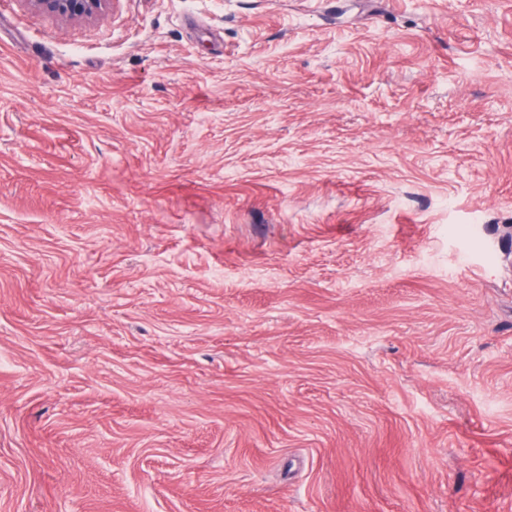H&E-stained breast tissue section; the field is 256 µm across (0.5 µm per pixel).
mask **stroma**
Returning a JSON list of instances; mask_svg holds the SVG:
<instances>
[{"label": "stroma", "mask_w": 512, "mask_h": 512, "mask_svg": "<svg viewBox=\"0 0 512 512\" xmlns=\"http://www.w3.org/2000/svg\"><path fill=\"white\" fill-rule=\"evenodd\" d=\"M512 0L0 6V512H512ZM38 10L65 21L90 20L101 15L111 0H27Z\"/></svg>", "instance_id": "stroma-1"}]
</instances>
